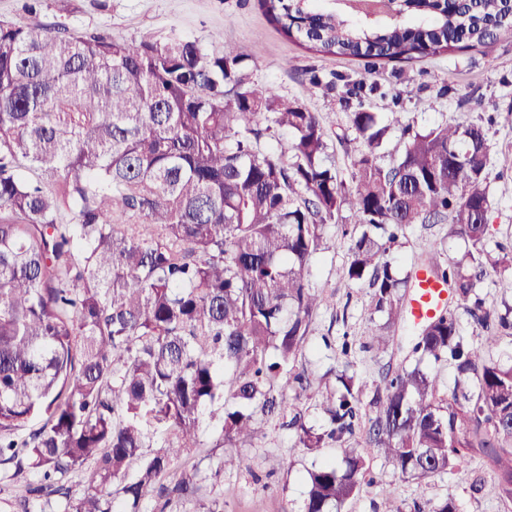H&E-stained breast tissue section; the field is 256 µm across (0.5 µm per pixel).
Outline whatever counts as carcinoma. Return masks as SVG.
<instances>
[{"label": "carcinoma", "instance_id": "carcinoma-1", "mask_svg": "<svg viewBox=\"0 0 512 512\" xmlns=\"http://www.w3.org/2000/svg\"><path fill=\"white\" fill-rule=\"evenodd\" d=\"M289 40L320 55L408 62L486 47L512 32V0H405L394 19L320 9L315 0H258ZM257 50L211 55L173 34L128 41L60 25L0 22V464L33 473V499L63 512H140L156 495L190 500L199 471L178 469L205 447L204 412L219 421L221 467L270 418L296 447L343 449L309 473L302 512H341L382 454L417 483L479 456L512 504V307H485L477 288L511 271L492 243L485 129H416L360 100L363 140L352 186L328 153L326 117L251 87ZM401 128V154L380 163ZM285 132L291 156L262 147ZM353 223L346 276L365 282L385 317L360 348L386 349L406 322L401 278L386 260L415 225L448 227L464 251L426 268L480 329L474 347L440 310L412 337L420 360L455 372L386 365L363 416L351 375L306 426L287 401L315 380L297 369L324 301L306 270L342 210ZM38 419L25 436L18 432ZM365 431L360 448L346 440ZM95 468L74 500L61 477ZM374 512H403L386 488Z\"/></svg>", "mask_w": 512, "mask_h": 512}]
</instances>
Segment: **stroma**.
Masks as SVG:
<instances>
[{"mask_svg":"<svg viewBox=\"0 0 512 512\" xmlns=\"http://www.w3.org/2000/svg\"><path fill=\"white\" fill-rule=\"evenodd\" d=\"M25 0H0V21L32 26L60 23L74 33H109L138 41L164 40L174 33L195 40L206 52L220 55L226 44L243 50L260 48L257 60L249 62L252 88H268L302 101L309 111L322 112L329 125V154L341 178L351 177V158L361 140L348 122L346 80H365L372 88L366 103L371 111L386 113L400 109L406 121L417 128L452 123L478 122L495 115L487 135L491 163L487 190L491 204L490 226L496 241L512 242V32L500 35L489 47L469 48L442 55L414 59L397 68L375 59L323 57L288 40L268 20L257 0H40L36 13H29ZM414 79L417 94L402 93L399 72ZM333 72L340 75L330 94L311 92L309 74ZM449 94H440L441 86ZM341 212L330 225L320 249L309 266L312 285L331 293L327 306L313 316L310 336L298 365L324 387L336 385L337 374L350 368L365 385H372L385 362L400 364L409 352L410 327H396L387 351L360 350L352 360L327 349L324 337L364 340L371 324L381 323L372 309L367 284L348 285L345 266L349 240L341 227L349 223ZM442 225L427 231L413 230L404 244L395 247L389 261L408 271L420 250L429 242L442 244L443 258L454 256L462 242L445 236ZM203 448L189 456L199 470L203 490L200 498L173 505V512H299L307 489V475L323 460L322 455L295 447V436L280 421L267 424L264 435L239 451L244 464L237 471H221L220 427L211 420L203 425ZM372 479L359 496L348 501L342 512H373L381 488H390L406 512L414 503L431 508L453 497L457 512H504L497 486L481 459L468 466L427 479L423 484L404 480L392 462L373 456L369 463ZM482 479L480 493H472L474 479Z\"/></svg>","mask_w":512,"mask_h":512,"instance_id":"1","label":"stroma"}]
</instances>
